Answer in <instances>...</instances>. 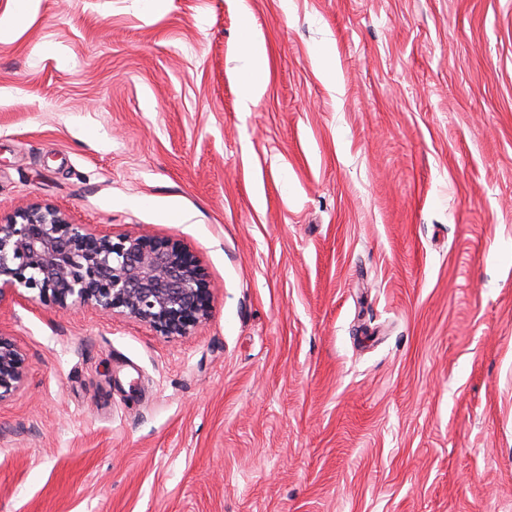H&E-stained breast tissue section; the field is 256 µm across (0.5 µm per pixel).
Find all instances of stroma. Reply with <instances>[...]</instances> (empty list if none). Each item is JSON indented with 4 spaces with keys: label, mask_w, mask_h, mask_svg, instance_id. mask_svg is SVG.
<instances>
[{
    "label": "stroma",
    "mask_w": 512,
    "mask_h": 512,
    "mask_svg": "<svg viewBox=\"0 0 512 512\" xmlns=\"http://www.w3.org/2000/svg\"><path fill=\"white\" fill-rule=\"evenodd\" d=\"M36 202L184 240L212 308L0 309V512H512V0H41L0 42ZM241 54L246 62L243 66L240 108L243 111H249L258 103L266 89L264 77L266 54L264 46L253 40L242 43ZM28 358L11 336L0 332V402L25 387Z\"/></svg>",
    "instance_id": "35a3bbf8"
}]
</instances>
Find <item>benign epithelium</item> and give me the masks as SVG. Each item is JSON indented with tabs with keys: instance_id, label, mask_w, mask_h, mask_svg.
Returning <instances> with one entry per match:
<instances>
[{
	"instance_id": "benign-epithelium-1",
	"label": "benign epithelium",
	"mask_w": 512,
	"mask_h": 512,
	"mask_svg": "<svg viewBox=\"0 0 512 512\" xmlns=\"http://www.w3.org/2000/svg\"><path fill=\"white\" fill-rule=\"evenodd\" d=\"M29 299L58 311L90 306L186 336L207 319V275L183 240L147 233L116 237L73 224L37 203L0 215V307ZM28 358L0 332V403L25 387Z\"/></svg>"
}]
</instances>
